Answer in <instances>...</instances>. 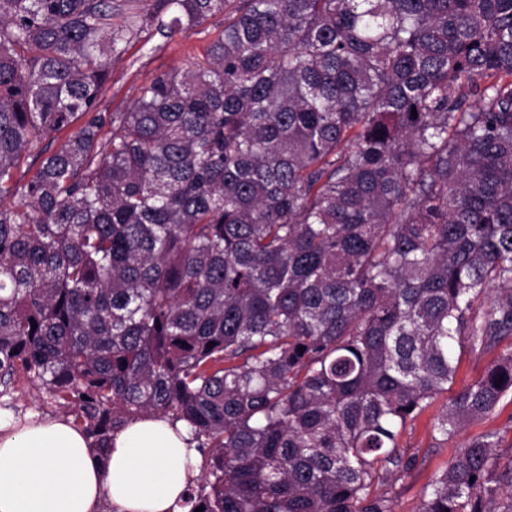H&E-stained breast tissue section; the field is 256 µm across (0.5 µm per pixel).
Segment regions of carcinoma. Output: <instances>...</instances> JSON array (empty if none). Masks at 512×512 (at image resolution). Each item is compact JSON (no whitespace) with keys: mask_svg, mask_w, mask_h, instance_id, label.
<instances>
[{"mask_svg":"<svg viewBox=\"0 0 512 512\" xmlns=\"http://www.w3.org/2000/svg\"><path fill=\"white\" fill-rule=\"evenodd\" d=\"M217 14L204 62L97 111L133 39ZM508 338L512 0H0V397L24 372L101 455L185 423L188 512H394L455 344ZM509 395L512 350L433 436ZM498 446L417 512H512Z\"/></svg>","mask_w":512,"mask_h":512,"instance_id":"carcinoma-1","label":"carcinoma"}]
</instances>
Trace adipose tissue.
Instances as JSON below:
<instances>
[{
	"label": "adipose tissue",
	"instance_id": "1",
	"mask_svg": "<svg viewBox=\"0 0 512 512\" xmlns=\"http://www.w3.org/2000/svg\"><path fill=\"white\" fill-rule=\"evenodd\" d=\"M184 425L145 417L92 452L64 418L0 421V512H176L197 451Z\"/></svg>",
	"mask_w": 512,
	"mask_h": 512
}]
</instances>
